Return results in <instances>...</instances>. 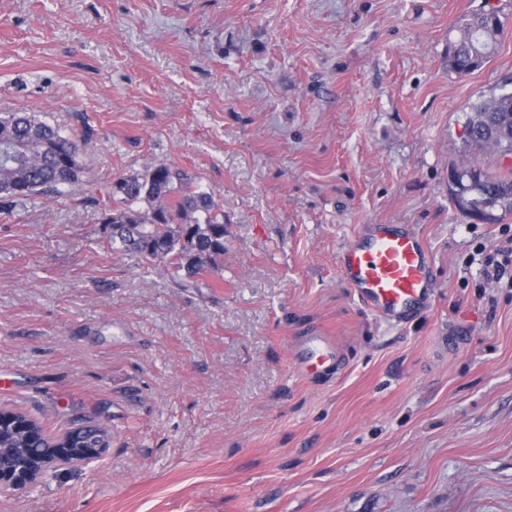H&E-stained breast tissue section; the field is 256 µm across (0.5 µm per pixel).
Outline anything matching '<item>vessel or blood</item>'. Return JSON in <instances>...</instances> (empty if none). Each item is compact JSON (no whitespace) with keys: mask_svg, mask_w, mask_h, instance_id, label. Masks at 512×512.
Returning <instances> with one entry per match:
<instances>
[{"mask_svg":"<svg viewBox=\"0 0 512 512\" xmlns=\"http://www.w3.org/2000/svg\"><path fill=\"white\" fill-rule=\"evenodd\" d=\"M339 272L370 310L395 321L425 312L434 294L427 246L397 224H371L358 233L340 258Z\"/></svg>","mask_w":512,"mask_h":512,"instance_id":"obj_1","label":"vessel or blood"}]
</instances>
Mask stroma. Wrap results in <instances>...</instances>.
<instances>
[{"instance_id": "obj_1", "label": "stroma", "mask_w": 512, "mask_h": 512, "mask_svg": "<svg viewBox=\"0 0 512 512\" xmlns=\"http://www.w3.org/2000/svg\"><path fill=\"white\" fill-rule=\"evenodd\" d=\"M498 50L448 67L471 14ZM512 92V0H0V111L85 140L98 186L167 164L224 212L189 286L110 244L86 192L0 213V407L110 447L0 512H512V288L451 168L474 105ZM402 224L430 308L370 311L338 263ZM337 362L303 371L310 336ZM502 24L493 13H474L457 29L448 48V67L466 74L482 67L495 54ZM498 256L501 257V260H498ZM509 265L512 266V245L510 247L502 246L493 255H488L486 258V275L488 278L500 282L507 273Z\"/></svg>"}]
</instances>
